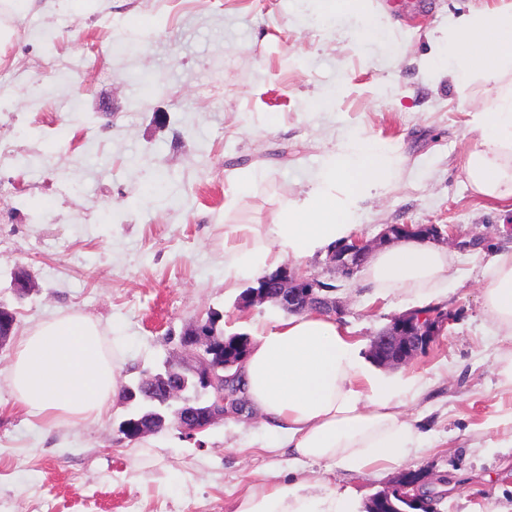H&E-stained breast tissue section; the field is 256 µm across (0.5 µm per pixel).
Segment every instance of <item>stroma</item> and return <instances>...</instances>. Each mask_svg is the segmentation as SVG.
<instances>
[{
  "label": "stroma",
  "mask_w": 512,
  "mask_h": 512,
  "mask_svg": "<svg viewBox=\"0 0 512 512\" xmlns=\"http://www.w3.org/2000/svg\"><path fill=\"white\" fill-rule=\"evenodd\" d=\"M364 0L329 16L323 0H30L15 38H0V63L24 54L51 63L34 107L0 115L13 160L0 180L25 184L20 215L0 222V302L15 310V336L80 312L105 333L120 384L176 358L179 336L212 311L225 335H255L284 317L239 298L251 280L224 277V241L236 225L264 234L285 204L310 189L347 139L388 146L400 161L373 191L355 236L389 224H449L454 239L447 324L425 353L387 368L426 386L406 406L428 442L385 475L311 464L288 471L256 443L258 415L226 416L201 440L174 427L121 441L128 412L114 397L99 418L48 420L15 404L7 383L13 346L0 349V512H231L268 468L283 482L366 503L400 472L445 477L437 512H512V389L498 371L512 339L489 329L482 292L493 255L512 251V211L476 195L463 165L477 144L466 101L489 103L470 79L467 98L443 72L440 47L462 13L500 0ZM51 31L45 47L35 33ZM94 120H85V113ZM260 177L236 191L247 172ZM481 238L463 252L457 239ZM328 256H284L300 274L335 285L341 317L368 355L373 337L410 309L397 292L375 296L364 273L332 275ZM33 291L16 299L13 272Z\"/></svg>",
  "instance_id": "35a3bbf8"
}]
</instances>
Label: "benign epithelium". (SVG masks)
<instances>
[{
    "label": "benign epithelium",
    "instance_id": "7a95c632",
    "mask_svg": "<svg viewBox=\"0 0 512 512\" xmlns=\"http://www.w3.org/2000/svg\"><path fill=\"white\" fill-rule=\"evenodd\" d=\"M415 236L423 240L440 241L444 231L437 224H389L374 241L355 239L344 242L330 253L329 264L345 277L365 266L368 258L378 246L399 237ZM334 288L317 277L298 275L288 268L258 281V286L248 290V300L256 303L273 301L288 313L315 310L330 315L343 313L340 301L331 297ZM440 317L432 312L411 311L396 319L373 338L370 355L382 366L404 365L420 354L430 336L434 335ZM180 343L190 358L180 364L181 378L174 386H167L157 400L172 408L170 418L160 417L155 430L169 426L178 427L186 435L197 432L221 421L229 412L227 398L220 397L207 407L199 409L185 396L186 382L193 379L205 386L213 384L216 366L208 355L216 347L214 334L209 326L201 323L186 330ZM122 439L135 442L137 434L143 432L138 421L125 420L118 426Z\"/></svg>",
    "mask_w": 512,
    "mask_h": 512
}]
</instances>
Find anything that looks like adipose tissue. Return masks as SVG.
<instances>
[{
    "mask_svg": "<svg viewBox=\"0 0 512 512\" xmlns=\"http://www.w3.org/2000/svg\"><path fill=\"white\" fill-rule=\"evenodd\" d=\"M442 52L455 84L479 73L494 91L491 111L475 116L478 143L465 160L476 194L512 210V0L493 11L458 17ZM488 56L471 51L485 36ZM394 175L384 145L361 138L342 143L317 182L287 203L267 241H242L224 252L228 278L263 276L279 267L281 252L307 257L346 239L369 192ZM451 259L436 243L404 237L367 263L368 282L379 293L400 291L422 306L447 296ZM483 306L496 333L512 337V252L494 256ZM248 407L264 427L260 441L271 456L296 462L333 463L360 474L401 464L426 435L404 418V398L420 392L411 377H387L370 369L356 341L335 317L305 311L258 334L239 371ZM8 380L17 405L48 419L88 420L102 415L118 391L116 363L106 352L99 324L78 312L46 320L22 336ZM309 482L291 487L265 480L239 495L232 512H354L349 494L313 493Z\"/></svg>",
    "mask_w": 512,
    "mask_h": 512,
    "instance_id": "adipose-tissue-1",
    "label": "adipose tissue"
}]
</instances>
